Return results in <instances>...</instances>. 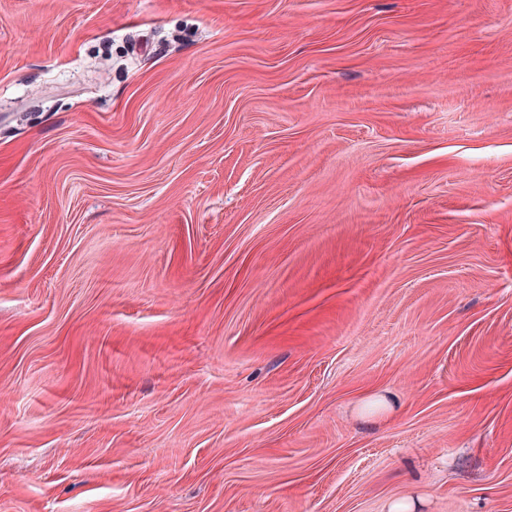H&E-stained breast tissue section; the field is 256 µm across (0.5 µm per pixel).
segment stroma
<instances>
[{
  "mask_svg": "<svg viewBox=\"0 0 512 512\" xmlns=\"http://www.w3.org/2000/svg\"><path fill=\"white\" fill-rule=\"evenodd\" d=\"M0 512H512V0H0Z\"/></svg>",
  "mask_w": 512,
  "mask_h": 512,
  "instance_id": "1",
  "label": "stroma"
}]
</instances>
